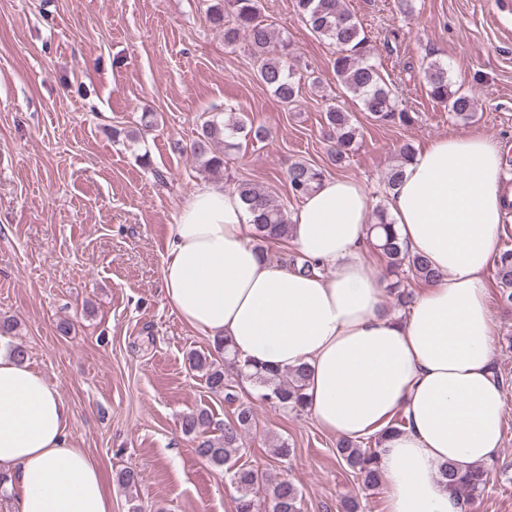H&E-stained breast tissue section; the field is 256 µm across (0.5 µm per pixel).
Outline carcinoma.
Here are the masks:
<instances>
[{
	"label": "carcinoma",
	"instance_id": "1",
	"mask_svg": "<svg viewBox=\"0 0 512 512\" xmlns=\"http://www.w3.org/2000/svg\"><path fill=\"white\" fill-rule=\"evenodd\" d=\"M294 8L313 33L329 41L335 48L333 68L336 77L353 95L360 98L363 111L381 125H410L415 117L399 107L394 86L386 82L379 66L371 62V48L359 21L343 6V0H294ZM211 22L224 30V43L233 46L245 41L251 55L258 63V81L273 90L283 103H293L298 97V87L293 76L290 43L286 40L273 45L271 31L259 20L260 0H215L209 7ZM429 95L448 108L449 114L461 120L473 116L474 100L465 93L451 90L447 65L430 60L420 65ZM326 125L335 134L330 150V161L338 165L349 157L359 136L358 128L351 122L349 113L334 106L325 113ZM262 141L267 131L258 126L249 128L237 118L225 123L215 117L203 120L196 128L191 144L192 154L200 159L208 171L224 169V150L235 148L227 139L237 134ZM416 154L408 143L402 145L397 161L385 173V185L392 191L403 177L404 165ZM288 187L292 197L307 195L316 183L325 177V169L304 162H294L288 167ZM235 192L247 203L253 215V239L260 252L264 244L286 241L292 235V223L286 209L269 191L252 183L240 182ZM375 221L369 225L374 232L373 246L385 259L393 274L407 270L423 281L436 277L428 260L412 254L399 241L388 218L387 209L378 207ZM495 276L501 288V302L512 305V248L500 251L495 262ZM216 352L224 354V363L236 372L237 379L226 377L224 367L209 356L193 353L190 364L204 372L208 388L215 394L224 395V401L237 404L234 418L217 423L207 410L201 409L182 417L181 431L196 443L197 454L208 462L225 467L230 482L237 490L236 512H301V495L297 486L286 478L272 479L251 465L233 462L241 452L242 433L255 424L253 407L239 401L238 382L247 381L259 388L260 400L289 412L306 409L305 389L308 369L304 366L280 371L270 367L255 366L246 371L237 356L228 351V345H217ZM338 457L361 480L363 486L372 489L380 484L377 451L372 446L342 439L336 444ZM439 473L448 490L462 503L469 504L485 487L487 469L478 465L462 472L454 464L444 463Z\"/></svg>",
	"mask_w": 512,
	"mask_h": 512
}]
</instances>
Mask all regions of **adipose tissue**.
Masks as SVG:
<instances>
[{
	"label": "adipose tissue",
	"instance_id": "adipose-tissue-1",
	"mask_svg": "<svg viewBox=\"0 0 512 512\" xmlns=\"http://www.w3.org/2000/svg\"><path fill=\"white\" fill-rule=\"evenodd\" d=\"M502 146L476 133L436 139L405 164L388 217L437 276L405 316L385 312L370 275L372 208L364 186L326 177L301 203L292 243L318 272L264 260L239 195L200 185L170 229L163 299L198 335L240 360L309 367L307 411L326 431L378 450L385 512H462L439 476L491 460L506 400L494 370L495 321L484 275L512 218ZM404 424L386 434L395 416ZM0 469L16 512H112L103 475L71 436L57 386L0 353Z\"/></svg>",
	"mask_w": 512,
	"mask_h": 512
}]
</instances>
